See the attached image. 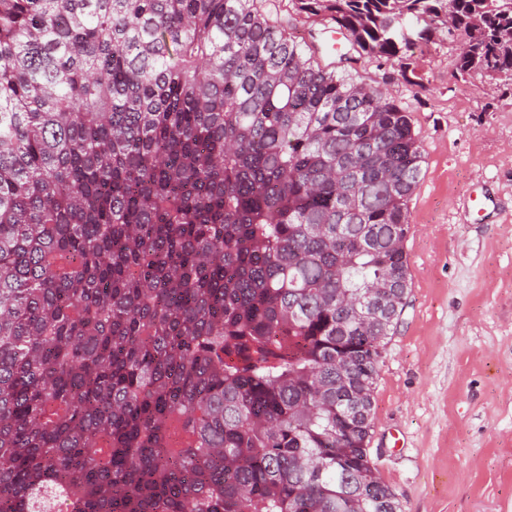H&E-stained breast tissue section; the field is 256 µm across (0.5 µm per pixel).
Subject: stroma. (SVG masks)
Instances as JSON below:
<instances>
[{"mask_svg":"<svg viewBox=\"0 0 512 512\" xmlns=\"http://www.w3.org/2000/svg\"><path fill=\"white\" fill-rule=\"evenodd\" d=\"M254 6L320 67L395 100L423 150L411 287L379 368L370 458L403 512H512V81L462 77L459 41L440 35L379 57L295 0ZM407 62L420 85L402 78ZM475 193L495 221H476Z\"/></svg>","mask_w":512,"mask_h":512,"instance_id":"obj_1","label":"stroma"}]
</instances>
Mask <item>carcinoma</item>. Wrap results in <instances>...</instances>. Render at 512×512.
I'll return each instance as SVG.
<instances>
[{"mask_svg": "<svg viewBox=\"0 0 512 512\" xmlns=\"http://www.w3.org/2000/svg\"><path fill=\"white\" fill-rule=\"evenodd\" d=\"M253 2L0 0V512H401L367 444L422 148ZM297 2L512 77V0Z\"/></svg>", "mask_w": 512, "mask_h": 512, "instance_id": "carcinoma-1", "label": "carcinoma"}]
</instances>
